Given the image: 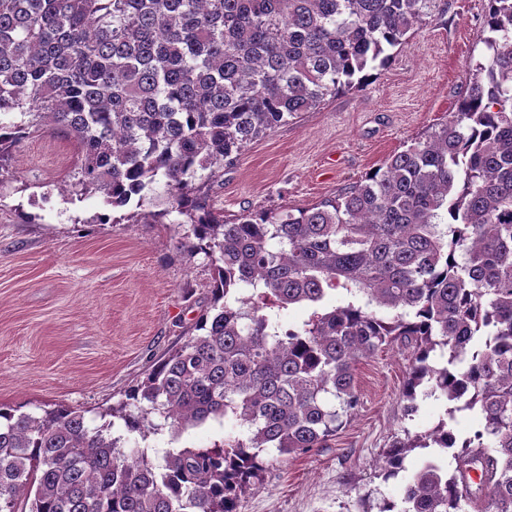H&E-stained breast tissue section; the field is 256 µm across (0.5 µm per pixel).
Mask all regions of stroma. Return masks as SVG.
I'll return each instance as SVG.
<instances>
[{
    "instance_id": "1",
    "label": "stroma",
    "mask_w": 512,
    "mask_h": 512,
    "mask_svg": "<svg viewBox=\"0 0 512 512\" xmlns=\"http://www.w3.org/2000/svg\"><path fill=\"white\" fill-rule=\"evenodd\" d=\"M486 3L448 0L445 13L408 33L390 64L362 85L251 143L206 188L207 206L227 220L246 210L313 207L443 121L481 54ZM75 158L68 138L45 132L0 162V404L34 415L77 409L99 426L208 311L213 266L204 253H187L178 214L156 222L169 206L165 185L135 218L98 223L101 196L68 193ZM406 371L395 349L363 360L355 415L326 447L269 466L239 512H377L382 499H397L401 479L375 474L383 449L402 430L427 431L444 414L440 401L422 396L417 412L403 417ZM243 433L229 417L178 435L165 428L143 445L159 457Z\"/></svg>"
}]
</instances>
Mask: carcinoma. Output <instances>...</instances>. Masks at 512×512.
Here are the masks:
<instances>
[{
  "label": "carcinoma",
  "mask_w": 512,
  "mask_h": 512,
  "mask_svg": "<svg viewBox=\"0 0 512 512\" xmlns=\"http://www.w3.org/2000/svg\"><path fill=\"white\" fill-rule=\"evenodd\" d=\"M441 0H0V161L53 130L77 147L70 193L140 207L164 182L191 248L214 264L212 315L90 427L59 407L0 405V512H237L267 468L321 448L359 405L355 372L408 353L446 415L385 449L378 512H512V0H488L483 52L456 110L361 181L304 210L227 222L199 197L224 163L354 86ZM304 305L283 327L271 313ZM161 419L156 424L151 416ZM233 416L246 437L121 446Z\"/></svg>",
  "instance_id": "carcinoma-1"
}]
</instances>
